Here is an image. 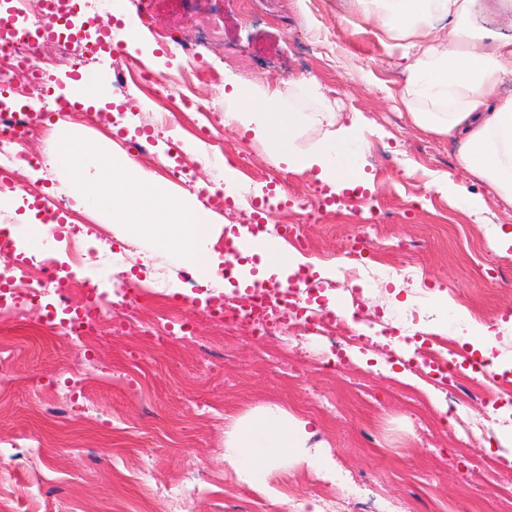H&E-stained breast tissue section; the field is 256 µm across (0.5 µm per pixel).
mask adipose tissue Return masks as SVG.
<instances>
[{"label": "adipose tissue", "mask_w": 512, "mask_h": 512, "mask_svg": "<svg viewBox=\"0 0 512 512\" xmlns=\"http://www.w3.org/2000/svg\"><path fill=\"white\" fill-rule=\"evenodd\" d=\"M379 40L402 61L398 100L415 128L449 136L460 145L461 164L490 191L512 204V95L501 88L512 79V38L491 31L464 35L485 0H353ZM273 83L225 95L224 112L250 131L275 161L315 172L335 183L341 165L364 149L356 128L328 113L329 141L297 149L294 141L305 115L281 109ZM309 423L277 404H266L237 419L224 433V461L241 480L265 490L273 468L304 447Z\"/></svg>", "instance_id": "obj_1"}]
</instances>
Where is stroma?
Here are the masks:
<instances>
[{"mask_svg": "<svg viewBox=\"0 0 512 512\" xmlns=\"http://www.w3.org/2000/svg\"><path fill=\"white\" fill-rule=\"evenodd\" d=\"M135 38L112 20L120 53L92 66L117 103L102 114L52 124L29 143L52 155L59 136H107L115 153L142 173L161 176L168 194L211 189L208 154L239 173L215 207L218 224H259L272 235L296 227L306 259L292 281L303 284L306 329L280 324L264 335L218 339L208 304L225 294L170 254L128 237L101 210L74 212L62 232L81 236L99 225L114 263L80 269L100 290L142 288L140 318L149 323L168 296L187 298L190 333L172 328L153 343L112 336L95 344L37 331L29 309L0 331L12 349L0 365V512H155L157 480L185 481L180 512H312L315 484L354 492L346 512H502L480 460L498 457L499 427L512 426V399L485 387L512 381V206L494 196L458 160L455 140L418 132L394 98L401 65L349 0H132ZM188 45L207 83L185 84L188 68L162 36ZM164 75L172 88L168 128L138 89L140 73ZM281 84L288 105L311 112L331 102L356 117L367 143L358 159L371 188L329 186L270 159L239 125L224 117V83ZM200 94L209 112L186 110L181 96ZM187 143L188 173L168 165L170 143ZM464 188L475 202L462 210L439 183ZM342 215L308 217L305 205L325 194ZM381 214L373 253L403 268L374 283L349 282L342 271L369 207ZM228 295V294H225ZM239 302L238 294L228 295ZM354 309L366 344L337 350L320 317ZM448 333L468 378L448 381L417 352ZM423 386L406 395L397 373ZM448 405L442 422L430 392ZM268 403L311 420L315 435L294 462L276 468L271 491L240 482L224 463L231 418Z\"/></svg>", "mask_w": 512, "mask_h": 512, "instance_id": "1", "label": "stroma"}]
</instances>
